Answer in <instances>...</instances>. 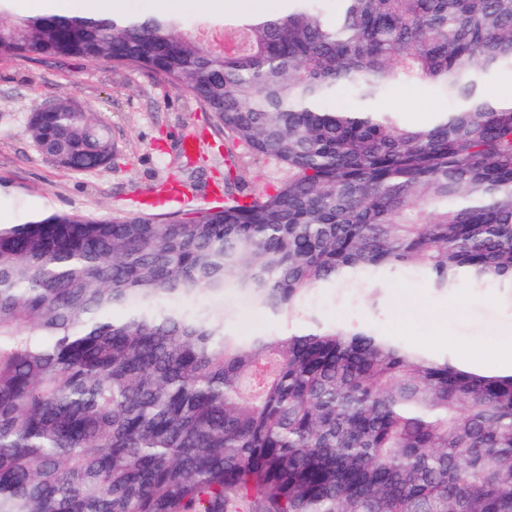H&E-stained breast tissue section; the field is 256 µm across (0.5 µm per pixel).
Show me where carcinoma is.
Here are the masks:
<instances>
[{
	"label": "carcinoma",
	"mask_w": 512,
	"mask_h": 512,
	"mask_svg": "<svg viewBox=\"0 0 512 512\" xmlns=\"http://www.w3.org/2000/svg\"><path fill=\"white\" fill-rule=\"evenodd\" d=\"M0 57L146 68L279 172L179 220L78 212L0 224V512H512V374L367 323L236 335L179 303L233 294L288 321L316 289L415 272L512 299V0H287L224 20L14 15ZM425 83L423 126L382 107ZM351 103L337 105L338 93ZM27 132L73 172L112 158L72 97ZM512 81V67H502L491 73L485 82V93L490 99L497 98ZM384 105L387 109L398 112L404 124L420 126L429 123L435 112L446 109L448 100L423 83L396 84L388 88Z\"/></svg>",
	"instance_id": "carcinoma-1"
}]
</instances>
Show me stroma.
Returning <instances> with one entry per match:
<instances>
[{
	"mask_svg": "<svg viewBox=\"0 0 512 512\" xmlns=\"http://www.w3.org/2000/svg\"><path fill=\"white\" fill-rule=\"evenodd\" d=\"M71 96L107 123L114 151L110 166L72 172L55 165L27 131L36 105ZM384 105L409 126L429 123L448 101L429 85L396 84ZM193 159L185 161L186 142ZM227 153L223 134L206 108L175 91L148 69L44 57L0 58V217L20 224L34 215L81 212L123 217L140 211L170 214L212 207L224 200ZM224 311L237 335L277 333L281 321L260 307L226 296L200 297ZM304 313L326 322H368L380 333L458 365L495 371L512 345V301L498 285L458 281L438 292L416 274H403L380 292L325 288L312 293Z\"/></svg>",
	"mask_w": 512,
	"mask_h": 512,
	"instance_id": "35a3bbf8",
	"label": "stroma"
}]
</instances>
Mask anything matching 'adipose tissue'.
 <instances>
[{"label":"adipose tissue","mask_w":512,"mask_h":512,"mask_svg":"<svg viewBox=\"0 0 512 512\" xmlns=\"http://www.w3.org/2000/svg\"><path fill=\"white\" fill-rule=\"evenodd\" d=\"M23 8L57 16L74 14L109 17L140 7L142 12L167 11L178 0H21Z\"/></svg>","instance_id":"adipose-tissue-1"}]
</instances>
